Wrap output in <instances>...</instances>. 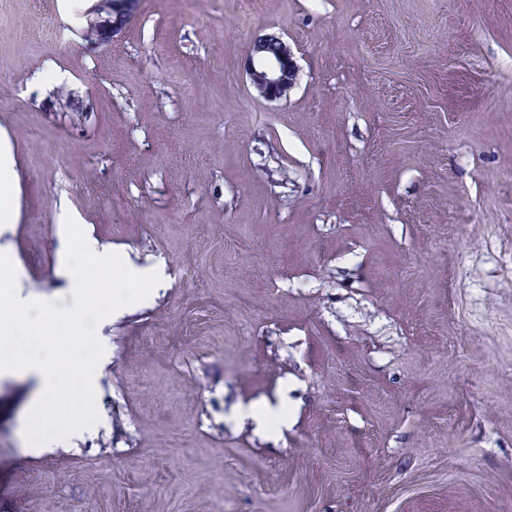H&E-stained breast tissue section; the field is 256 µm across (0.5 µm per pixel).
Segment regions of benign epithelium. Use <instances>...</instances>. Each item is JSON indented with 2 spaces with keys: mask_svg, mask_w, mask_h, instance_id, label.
<instances>
[{
  "mask_svg": "<svg viewBox=\"0 0 512 512\" xmlns=\"http://www.w3.org/2000/svg\"><path fill=\"white\" fill-rule=\"evenodd\" d=\"M140 0H99L89 20L85 37L106 43L120 35L136 15ZM246 74L260 97L277 101L295 86L298 67L281 37L267 34L255 38L247 58Z\"/></svg>",
  "mask_w": 512,
  "mask_h": 512,
  "instance_id": "7a95c632",
  "label": "benign epithelium"
}]
</instances>
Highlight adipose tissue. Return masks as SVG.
Segmentation results:
<instances>
[{
  "instance_id": "ef3b65f1",
  "label": "adipose tissue",
  "mask_w": 512,
  "mask_h": 512,
  "mask_svg": "<svg viewBox=\"0 0 512 512\" xmlns=\"http://www.w3.org/2000/svg\"><path fill=\"white\" fill-rule=\"evenodd\" d=\"M59 224L61 226V254L64 258L60 273L68 288H76L78 283L74 269L69 262L70 256L76 252L82 254L99 273H122L129 278L142 276L156 285L165 284L166 276L162 263L156 262L147 267L135 266L125 250L101 246L85 233L76 215H64ZM18 373L31 376L39 387L42 399L32 405V414L44 415L47 404H59L61 377L58 371L46 364L44 357L38 354L28 357L25 362H17L14 357L8 355L6 347L1 345L0 377Z\"/></svg>"
}]
</instances>
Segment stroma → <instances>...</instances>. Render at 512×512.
<instances>
[{
  "instance_id": "obj_1",
  "label": "stroma",
  "mask_w": 512,
  "mask_h": 512,
  "mask_svg": "<svg viewBox=\"0 0 512 512\" xmlns=\"http://www.w3.org/2000/svg\"><path fill=\"white\" fill-rule=\"evenodd\" d=\"M96 3L0 0L16 332L97 421L30 451L0 377V512H512V0H141L109 43ZM64 209L168 282L65 288ZM64 339L107 340L93 392ZM263 401L277 438L235 415ZM246 74L260 97L277 101L286 98L295 86L298 67L282 38L267 34L253 40Z\"/></svg>"
}]
</instances>
